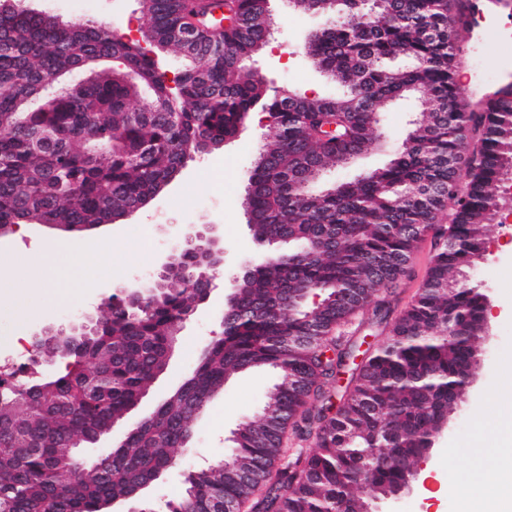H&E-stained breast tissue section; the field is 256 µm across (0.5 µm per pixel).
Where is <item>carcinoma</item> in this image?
I'll return each instance as SVG.
<instances>
[{
  "instance_id": "1",
  "label": "carcinoma",
  "mask_w": 512,
  "mask_h": 512,
  "mask_svg": "<svg viewBox=\"0 0 512 512\" xmlns=\"http://www.w3.org/2000/svg\"><path fill=\"white\" fill-rule=\"evenodd\" d=\"M138 2L150 46L186 62L172 87L155 57L100 25L0 4V225L79 231L120 218L263 112L248 227L288 250L235 280L231 313L191 376L91 463L77 448L140 403L206 289L175 272L152 285L145 311L114 295L78 337L41 352L54 371L0 395V512H104L138 499L174 465L224 382L260 367L278 372L261 413L235 432L228 458L189 473L161 512H366L407 482L466 394L485 294L459 274L484 249L500 186L512 180V86L476 107L460 103L458 24L474 12L470 0L348 5L352 22L328 24L303 48L340 88L334 98L272 95L257 72L241 71L271 38L263 0ZM112 59L122 67H99ZM396 59L410 64L385 66ZM88 68L96 78L75 95L50 84ZM405 96L418 101L409 146L384 168L309 190L376 147L380 109ZM445 207L426 281L333 401L329 386L355 358L335 330L374 297L388 309L389 285ZM290 436L315 449L289 459Z\"/></svg>"
}]
</instances>
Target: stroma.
<instances>
[{"instance_id": "35a3bbf8", "label": "stroma", "mask_w": 512, "mask_h": 512, "mask_svg": "<svg viewBox=\"0 0 512 512\" xmlns=\"http://www.w3.org/2000/svg\"><path fill=\"white\" fill-rule=\"evenodd\" d=\"M28 5L66 20L104 23L134 39L140 38L145 25L137 0H28ZM270 6L275 29L257 62L270 90L335 96L336 84L316 69L302 51L306 38L324 25V18L291 13L286 0H271ZM478 15L481 22L461 42L457 65L458 76L474 102L494 92L496 85L512 83V47H496L503 55L497 83H488L475 63L477 54L493 36L512 34V6L506 0H498L496 5L480 9ZM415 106L414 99L403 98L385 107L377 149L361 155L347 168L329 173L328 182L353 180L386 166L407 137ZM265 123L264 114H252L237 137L222 149L194 155L177 179L147 205L117 223L72 235L74 249L69 260L75 278L59 281L58 286L81 289L79 299L57 306L51 301L50 289L30 288L19 292L13 304L0 305V364L14 363L20 346H32L34 332L53 325L77 326L99 316L121 287L136 280L147 282L162 255L189 228L217 225L224 243L223 274L208 299L196 307L186 322L166 371L151 383L146 397L125 417L123 425L100 444L88 447V454L118 447L126 437L127 426L137 423L181 384L192 371L200 349L220 330L230 281L245 262L259 261L265 255L267 248L250 232L243 206L253 163L262 147ZM59 237L58 231L31 222L22 237L0 239V253L8 252L21 260ZM486 239L489 254L466 270L469 280L490 299V337L479 344L481 363L464 402L449 414L425 471L411 492L402 493L391 504V512H459L465 487L457 477L468 468L473 453L490 445L492 425L503 410V395L512 389V222L489 225ZM432 254L431 243L423 242L396 290L392 313H399L416 294ZM275 381V372L267 368L231 376L224 384L223 394L196 421L189 445L177 449L175 465L144 489L146 505L156 507L178 495L185 472L222 460L233 432L260 413Z\"/></svg>"}]
</instances>
